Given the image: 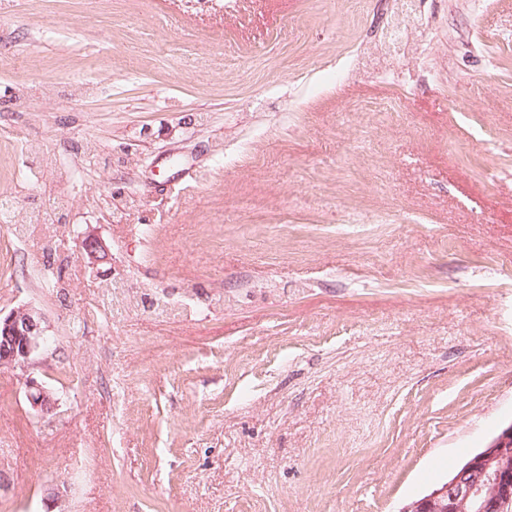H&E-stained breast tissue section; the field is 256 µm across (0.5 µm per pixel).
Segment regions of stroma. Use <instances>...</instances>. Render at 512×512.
<instances>
[{
	"instance_id": "stroma-1",
	"label": "stroma",
	"mask_w": 512,
	"mask_h": 512,
	"mask_svg": "<svg viewBox=\"0 0 512 512\" xmlns=\"http://www.w3.org/2000/svg\"><path fill=\"white\" fill-rule=\"evenodd\" d=\"M0 200V512H399L512 424V0H0ZM79 253L88 267L94 268L100 263L108 262L111 257L105 242L93 235L84 234L79 241ZM44 317L33 306L0 312V366L25 368L47 346ZM26 398L32 410L39 415H49L56 410L57 401L53 391L34 378L26 380Z\"/></svg>"
}]
</instances>
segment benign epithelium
Segmentation results:
<instances>
[{
	"instance_id": "7a95c632",
	"label": "benign epithelium",
	"mask_w": 512,
	"mask_h": 512,
	"mask_svg": "<svg viewBox=\"0 0 512 512\" xmlns=\"http://www.w3.org/2000/svg\"><path fill=\"white\" fill-rule=\"evenodd\" d=\"M79 253L88 267L110 260L105 242L84 234ZM44 317L24 305L0 315V366L25 368L47 346ZM26 398L32 410L49 415L56 410L53 391L37 380H26ZM399 512H512V424L473 454L448 481Z\"/></svg>"
}]
</instances>
